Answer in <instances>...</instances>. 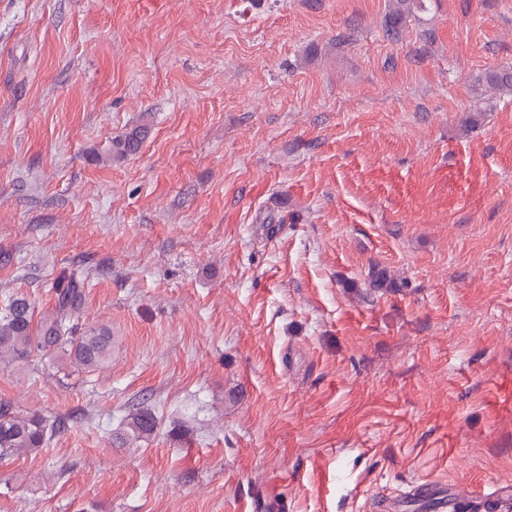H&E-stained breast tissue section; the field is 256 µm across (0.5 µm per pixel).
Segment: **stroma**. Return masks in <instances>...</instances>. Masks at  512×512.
Masks as SVG:
<instances>
[{"instance_id": "obj_1", "label": "stroma", "mask_w": 512, "mask_h": 512, "mask_svg": "<svg viewBox=\"0 0 512 512\" xmlns=\"http://www.w3.org/2000/svg\"><path fill=\"white\" fill-rule=\"evenodd\" d=\"M0 0V299L87 282L91 373L0 512H507L512 0ZM143 129L139 151L112 141ZM391 288L368 284L371 266ZM158 436L120 447L124 416Z\"/></svg>"}]
</instances>
